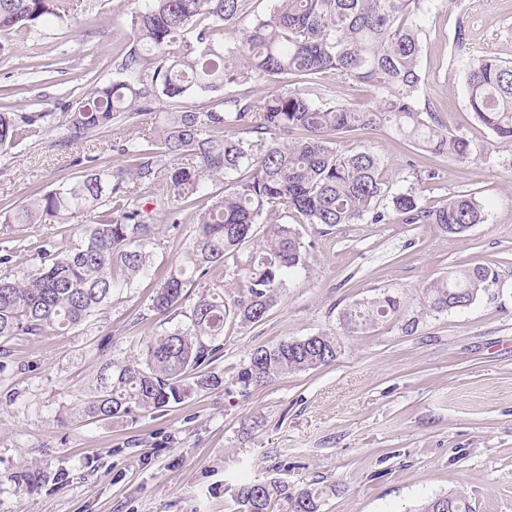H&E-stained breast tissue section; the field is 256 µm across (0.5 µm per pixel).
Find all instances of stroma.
<instances>
[{
  "mask_svg": "<svg viewBox=\"0 0 512 512\" xmlns=\"http://www.w3.org/2000/svg\"><path fill=\"white\" fill-rule=\"evenodd\" d=\"M123 0H72L71 18L39 29L37 50L0 33V86L21 115L61 117L71 97L119 80L113 47L130 39ZM97 17L94 28L86 17ZM425 97L449 130L471 141L470 161L430 157L386 132L343 139L348 152L370 150L402 189L415 172L425 204L458 193L490 205L486 223L460 236L429 224L301 225L306 264L256 325L226 324L213 371L231 374L253 349L319 333L342 353L317 370L282 377L249 396L215 390L136 421L59 423L62 408L88 392L102 361L142 358L147 341L171 330L152 310L154 287L118 291L94 325L68 333L0 341V512H238L244 482L277 479L289 492L324 491L321 512H410L428 498L463 493L472 512H512V153L497 151L465 92L474 58L512 62V0H425L420 17ZM466 45L455 49L457 26ZM118 123L66 146L53 126L0 148V211L80 175L79 159L120 165L113 142L132 137ZM154 212V254L161 269L181 262L184 227ZM69 224L0 225V277L31 269L21 239L62 243ZM482 264L497 280L468 308L426 312L422 288L458 264ZM390 291L418 324L394 319L345 334L340 318L355 301ZM37 471L45 480L22 482Z\"/></svg>",
  "mask_w": 512,
  "mask_h": 512,
  "instance_id": "1",
  "label": "stroma"
}]
</instances>
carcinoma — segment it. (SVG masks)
I'll list each match as a JSON object with an SVG mask.
<instances>
[{
    "instance_id": "1",
    "label": "carcinoma",
    "mask_w": 512,
    "mask_h": 512,
    "mask_svg": "<svg viewBox=\"0 0 512 512\" xmlns=\"http://www.w3.org/2000/svg\"><path fill=\"white\" fill-rule=\"evenodd\" d=\"M251 2L134 0L132 41L113 53L123 79L83 92L57 125L60 142L71 145L114 123L141 119L137 136L112 144L123 164L105 167L90 158L78 179L0 212L1 224L86 223L63 247L45 240L24 246L36 264L20 279H0V339L88 327L115 291L147 279L156 282L152 310L175 313L189 279H218L229 261L244 288L229 299L222 291L200 296L185 322L146 344L141 360L107 359L77 408L60 413L63 424L74 413L95 421L151 416L193 393L256 390L335 362L339 340L321 333L260 346L227 379L209 369L224 323L262 322L304 265L299 231L286 221L271 222L273 214L327 230L368 219L432 224L448 235L487 221L488 206L471 194L429 207L414 187L392 191L375 154L337 148L353 132L388 130L434 157L471 159V142L421 102L424 0H272L268 14L243 28ZM70 12V0H0V32L28 38ZM336 75L370 87L369 104L336 101L330 83ZM259 81L274 90L258 93ZM220 90L224 96L217 100L190 103ZM466 92L493 146L512 150V66L473 60ZM170 99L188 104L171 112L164 109ZM50 116L0 112V147L15 145L23 126ZM214 180L224 181V192L195 211L184 261L159 271L151 249L154 225L132 185L157 189L177 225L178 213L195 205ZM260 224L267 225L261 237ZM495 282L487 266L459 265L422 289L423 304L438 315L459 311ZM403 307L388 291L358 300L342 312L343 329L366 333ZM322 496L318 488L290 493L276 480L249 482L240 485L237 504L239 512H273L282 499L288 512H320ZM416 512L472 510L466 496L449 492Z\"/></svg>"
}]
</instances>
